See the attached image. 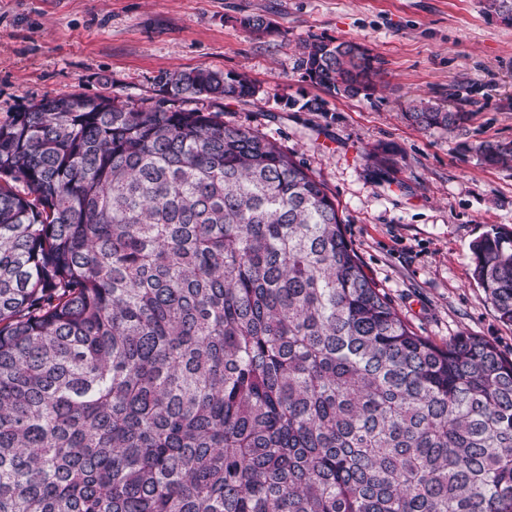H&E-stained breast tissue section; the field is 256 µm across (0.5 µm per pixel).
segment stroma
I'll use <instances>...</instances> for the list:
<instances>
[{
	"instance_id": "obj_1",
	"label": "stroma",
	"mask_w": 512,
	"mask_h": 512,
	"mask_svg": "<svg viewBox=\"0 0 512 512\" xmlns=\"http://www.w3.org/2000/svg\"><path fill=\"white\" fill-rule=\"evenodd\" d=\"M248 14L275 34L244 31ZM313 37L368 46L383 90L347 98L312 83L297 61ZM196 68L256 84V98L222 101L225 124L258 131L325 184L365 271L418 335L443 345L465 332L512 358V325L472 278L471 242L512 231V167L474 152L512 141V26L484 0H0V121L74 92L138 103L158 96L160 74ZM419 98L468 119L421 130L405 117ZM381 148L387 173L371 158Z\"/></svg>"
}]
</instances>
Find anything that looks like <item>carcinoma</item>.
Listing matches in <instances>:
<instances>
[{"label": "carcinoma", "mask_w": 512, "mask_h": 512, "mask_svg": "<svg viewBox=\"0 0 512 512\" xmlns=\"http://www.w3.org/2000/svg\"><path fill=\"white\" fill-rule=\"evenodd\" d=\"M484 9L512 26V0ZM299 67L351 98L380 74L352 41H308ZM158 86L0 123V512H512V360L417 335L308 168L180 106L253 98L245 75ZM476 153L512 163V141ZM470 250L512 325V231Z\"/></svg>", "instance_id": "obj_1"}]
</instances>
